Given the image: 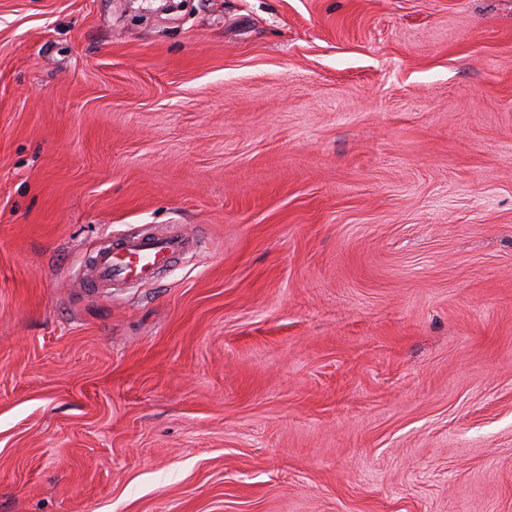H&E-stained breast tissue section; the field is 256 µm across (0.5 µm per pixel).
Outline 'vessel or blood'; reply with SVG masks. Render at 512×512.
Returning <instances> with one entry per match:
<instances>
[{"mask_svg": "<svg viewBox=\"0 0 512 512\" xmlns=\"http://www.w3.org/2000/svg\"><path fill=\"white\" fill-rule=\"evenodd\" d=\"M193 248V238L179 231L116 239L94 254L87 286L95 290L119 279L126 282L150 279Z\"/></svg>", "mask_w": 512, "mask_h": 512, "instance_id": "vessel-or-blood-1", "label": "vessel or blood"}]
</instances>
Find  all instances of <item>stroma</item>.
<instances>
[{
  "label": "stroma",
  "instance_id": "obj_1",
  "mask_svg": "<svg viewBox=\"0 0 512 512\" xmlns=\"http://www.w3.org/2000/svg\"><path fill=\"white\" fill-rule=\"evenodd\" d=\"M0 512H512V0H0ZM193 248L194 239L181 231L111 240L93 255L87 288H105L119 279L126 282L150 279Z\"/></svg>",
  "mask_w": 512,
  "mask_h": 512
}]
</instances>
